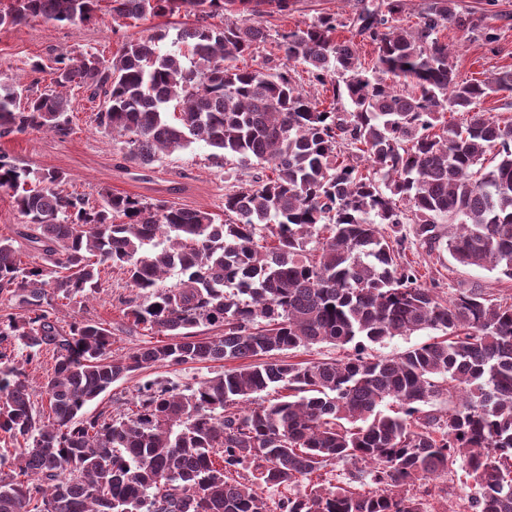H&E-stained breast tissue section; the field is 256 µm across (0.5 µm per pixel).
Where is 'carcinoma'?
I'll return each mask as SVG.
<instances>
[{"label": "carcinoma", "mask_w": 512, "mask_h": 512, "mask_svg": "<svg viewBox=\"0 0 512 512\" xmlns=\"http://www.w3.org/2000/svg\"><path fill=\"white\" fill-rule=\"evenodd\" d=\"M271 1L290 9V0H111L117 25L183 11L195 20L177 29L174 51L156 48L160 33L110 59L61 60L53 89L24 102L20 81L0 82L1 139L68 135L76 85L103 97L97 126L144 168L195 142L227 177L256 167L224 194L219 224L207 210L109 190L92 205L64 193V174L0 156V189L13 192L25 218L18 234L41 259L23 262L13 239L0 238V294L22 311L0 316V432L22 440L0 456L9 468L0 512H440L447 495L430 485L456 467L470 512H512V303L480 288L442 297L421 281L401 234L408 222L429 249L512 279V121L481 109L512 94V70L463 79L438 38L447 23L487 42L493 29L456 0H428L404 32L390 24L402 0H358L347 23L326 13L285 31L287 61L333 86L322 108L291 68L238 66L265 41L259 18ZM99 2L15 0L0 10V29L28 18L74 27ZM236 12L250 18H229ZM224 13L223 26L210 23ZM345 26L377 46L371 71L355 41L333 37ZM447 112L464 119L444 124ZM268 236L271 248L261 244ZM99 263L122 270L136 291L125 301L133 325L172 342L114 357L102 323L58 325L56 300L90 298ZM175 269L181 278L166 284ZM202 326L221 335L202 336ZM429 328L445 335L391 358L366 354L369 343ZM18 343L26 365L56 354L43 384L47 422L8 353ZM319 343L353 352L286 357ZM235 360L194 383L147 380L119 418L86 416L137 370ZM268 389L274 398L239 409ZM445 393L448 412L422 409ZM390 401L393 415L381 409ZM333 460L354 464L346 485L312 481ZM301 484L273 507L263 497Z\"/></svg>", "instance_id": "cac0c4a2"}]
</instances>
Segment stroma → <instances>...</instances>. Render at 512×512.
I'll return each mask as SVG.
<instances>
[{
	"instance_id": "35a3bbf8",
	"label": "stroma",
	"mask_w": 512,
	"mask_h": 512,
	"mask_svg": "<svg viewBox=\"0 0 512 512\" xmlns=\"http://www.w3.org/2000/svg\"><path fill=\"white\" fill-rule=\"evenodd\" d=\"M288 14L264 16L268 37L254 56L245 58L246 67L266 62L275 66L285 63L279 46L281 31L311 23L320 14L333 13L345 19L355 10L356 0H292ZM461 11L483 14L498 36L495 43L466 36L454 26H446L438 34L454 51L460 77L484 78L512 69V0H457ZM110 4L103 0L100 11L91 21L77 27L60 26L40 19H30L9 29L0 30V79L21 76L23 84L37 90L51 87L57 59L71 58L83 52H98L112 58L131 40L146 39L160 32L172 31L177 17H150L126 21L122 27L112 25ZM41 63L42 71H32L33 63ZM70 100L71 131L61 137L45 130H30L0 139V155L17 166L37 171L55 170L66 177L64 188L90 203H98L100 193L110 190L128 194L148 202L167 201L180 207L206 209L216 220L224 218V195L230 187L224 171L212 164L211 150L204 143L160 156L152 169L144 170L125 160L119 141L101 132L95 121L100 108L86 88L72 87ZM413 259L420 275L435 278L442 296L450 297L460 288H482L492 297H512V280L498 272L463 266L447 251L428 252L413 245ZM135 291L124 274L117 269H102L99 288L90 299L61 304L57 316L61 326L74 320L90 319L104 323L112 331V353L120 356L156 342V335L131 325L124 314L123 299L134 297ZM223 363L209 362L138 370L91 403V414L106 412L119 415L125 410L139 383L148 379L185 381L215 376Z\"/></svg>"
}]
</instances>
